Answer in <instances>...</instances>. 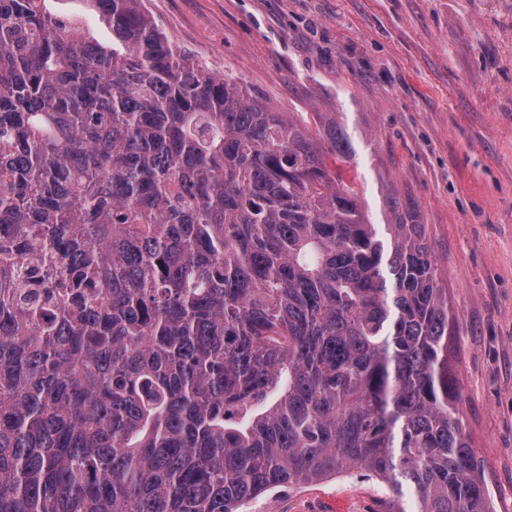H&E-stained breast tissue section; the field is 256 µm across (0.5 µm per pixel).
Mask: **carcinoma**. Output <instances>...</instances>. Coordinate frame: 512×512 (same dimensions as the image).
Returning a JSON list of instances; mask_svg holds the SVG:
<instances>
[{"label":"carcinoma","mask_w":512,"mask_h":512,"mask_svg":"<svg viewBox=\"0 0 512 512\" xmlns=\"http://www.w3.org/2000/svg\"><path fill=\"white\" fill-rule=\"evenodd\" d=\"M0 0V512H239L361 470L489 512L421 224L142 0ZM47 7L55 15L79 17L82 24L89 29L98 39L104 42L111 41V33L108 28L99 23L97 17L87 11L80 0H48Z\"/></svg>","instance_id":"1"}]
</instances>
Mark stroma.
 <instances>
[{
  "instance_id": "obj_1",
  "label": "stroma",
  "mask_w": 512,
  "mask_h": 512,
  "mask_svg": "<svg viewBox=\"0 0 512 512\" xmlns=\"http://www.w3.org/2000/svg\"><path fill=\"white\" fill-rule=\"evenodd\" d=\"M179 49L322 138L337 118L373 223L423 225L448 294L463 431L512 512V0H143ZM359 471L241 512H415Z\"/></svg>"
}]
</instances>
